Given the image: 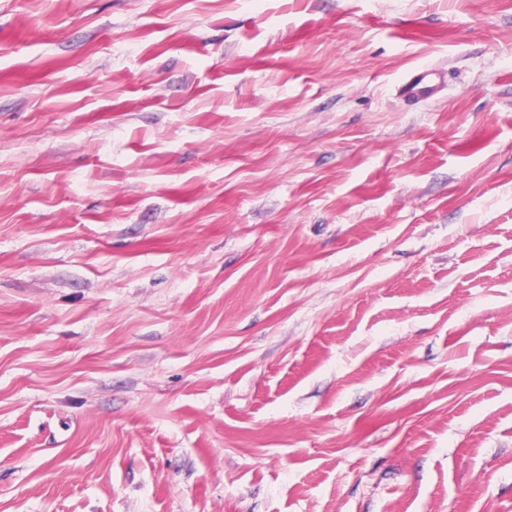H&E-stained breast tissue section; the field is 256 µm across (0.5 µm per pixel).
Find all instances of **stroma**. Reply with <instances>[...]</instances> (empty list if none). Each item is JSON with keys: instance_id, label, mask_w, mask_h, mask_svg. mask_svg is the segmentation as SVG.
Wrapping results in <instances>:
<instances>
[{"instance_id": "stroma-1", "label": "stroma", "mask_w": 512, "mask_h": 512, "mask_svg": "<svg viewBox=\"0 0 512 512\" xmlns=\"http://www.w3.org/2000/svg\"><path fill=\"white\" fill-rule=\"evenodd\" d=\"M0 512H512V0H0ZM439 73L436 69L419 70L409 74L401 83L399 92L403 97L428 98L439 87Z\"/></svg>"}]
</instances>
